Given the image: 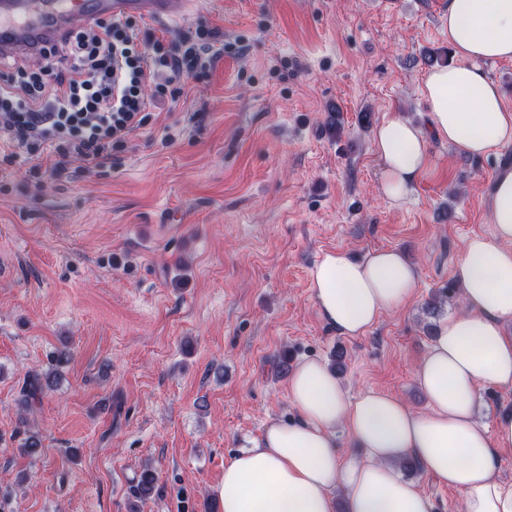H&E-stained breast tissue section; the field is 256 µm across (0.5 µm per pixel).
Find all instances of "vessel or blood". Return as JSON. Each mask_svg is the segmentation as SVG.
<instances>
[{
    "instance_id": "obj_1",
    "label": "vessel or blood",
    "mask_w": 512,
    "mask_h": 512,
    "mask_svg": "<svg viewBox=\"0 0 512 512\" xmlns=\"http://www.w3.org/2000/svg\"><path fill=\"white\" fill-rule=\"evenodd\" d=\"M193 0H0V58L63 40L75 25L144 16L163 20Z\"/></svg>"
}]
</instances>
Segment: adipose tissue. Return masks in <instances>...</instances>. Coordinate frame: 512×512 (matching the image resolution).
Here are the masks:
<instances>
[{"label":"adipose tissue","mask_w":512,"mask_h":512,"mask_svg":"<svg viewBox=\"0 0 512 512\" xmlns=\"http://www.w3.org/2000/svg\"><path fill=\"white\" fill-rule=\"evenodd\" d=\"M448 46L455 64L429 71L422 128L394 117L375 130L380 191L390 204L411 198L430 164L429 137L464 155L481 156L512 143V109L482 69L512 58V0H448ZM492 236L470 237L454 275L467 310L443 319L415 367L429 410L418 413L389 393L350 398L335 373L317 360L298 363L288 399L298 418L268 421L262 435L224 465L216 493L222 512H432L420 486L398 465L415 458L440 485L463 495V512H512V483L498 472L500 450L512 448V414L486 429L478 389L512 388V169L498 172L489 199ZM419 270L396 249L357 261L328 252L311 271L324 322L343 336L365 335L381 315L409 299ZM345 427L361 449L345 460L336 445Z\"/></svg>","instance_id":"obj_1"}]
</instances>
